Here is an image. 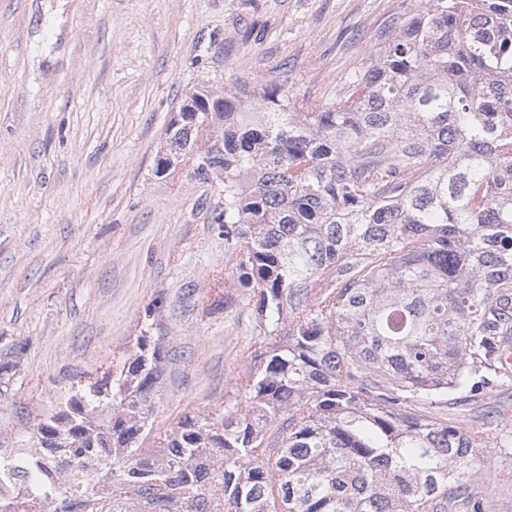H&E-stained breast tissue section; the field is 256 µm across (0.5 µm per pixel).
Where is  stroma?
Listing matches in <instances>:
<instances>
[{
	"mask_svg": "<svg viewBox=\"0 0 512 512\" xmlns=\"http://www.w3.org/2000/svg\"><path fill=\"white\" fill-rule=\"evenodd\" d=\"M417 0H0V445L79 378L122 369L160 336L143 445L187 413L237 402L263 337L224 265L218 179L155 174L186 95L287 85L309 107L365 71ZM224 270L222 310L207 313ZM24 351L13 352L15 343ZM476 485L512 512V448L484 449Z\"/></svg>",
	"mask_w": 512,
	"mask_h": 512,
	"instance_id": "1",
	"label": "stroma"
}]
</instances>
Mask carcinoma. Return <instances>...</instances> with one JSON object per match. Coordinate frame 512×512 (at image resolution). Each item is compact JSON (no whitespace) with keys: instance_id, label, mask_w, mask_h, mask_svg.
I'll list each match as a JSON object with an SVG mask.
<instances>
[{"instance_id":"1","label":"carcinoma","mask_w":512,"mask_h":512,"mask_svg":"<svg viewBox=\"0 0 512 512\" xmlns=\"http://www.w3.org/2000/svg\"><path fill=\"white\" fill-rule=\"evenodd\" d=\"M211 96L186 97L155 173L224 184L265 340L239 404L140 447L144 332L0 460V512H491L472 466L512 448V415L465 430L448 402L512 381V0H420L318 111L276 83Z\"/></svg>"}]
</instances>
